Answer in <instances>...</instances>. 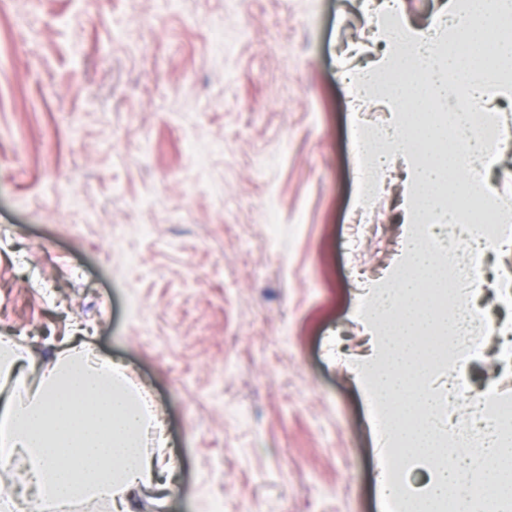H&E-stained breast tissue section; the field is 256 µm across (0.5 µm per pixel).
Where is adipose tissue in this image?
Instances as JSON below:
<instances>
[{
    "label": "adipose tissue",
    "instance_id": "obj_1",
    "mask_svg": "<svg viewBox=\"0 0 512 512\" xmlns=\"http://www.w3.org/2000/svg\"><path fill=\"white\" fill-rule=\"evenodd\" d=\"M371 12L382 53L345 81L354 101L376 94L391 119L371 129L353 121L357 142L371 144L357 154L367 174L359 199L375 197L389 161L402 158V233L398 262L357 310L372 353L356 363L354 379L384 415L383 443L395 470L428 466L421 487L394 485L401 512H512V432L490 415V394L472 400L474 418L489 426L484 439L456 435L437 422L446 402L430 385L436 363L420 338L456 335L481 314L440 308L426 298L425 287L445 279L438 252L419 232L437 219L476 242L478 251L512 250L511 231L487 240L473 214L445 205L449 196H479L489 209L507 208L487 195L478 176L490 149L475 113L449 112L448 102L462 95L484 100L491 77L512 87V75L501 68L512 59V0H445L425 26L408 19L404 0H378ZM490 29L498 33L494 66L469 51ZM450 139L456 149H446ZM164 445L152 399L121 364L83 342L40 374L26 346L0 336V471L23 490L19 498L1 495L0 512H24L25 498L34 512H73L94 500L126 512L144 491H165L160 477L175 465L164 461Z\"/></svg>",
    "mask_w": 512,
    "mask_h": 512
}]
</instances>
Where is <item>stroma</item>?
I'll return each instance as SVG.
<instances>
[{"mask_svg": "<svg viewBox=\"0 0 512 512\" xmlns=\"http://www.w3.org/2000/svg\"><path fill=\"white\" fill-rule=\"evenodd\" d=\"M371 34L363 0H0V335L44 369L85 334L151 393L179 478L130 512H387L350 370L401 241L398 171L352 237L342 74ZM509 270L489 253L498 323ZM473 338L436 389L512 404L501 336Z\"/></svg>", "mask_w": 512, "mask_h": 512, "instance_id": "1", "label": "stroma"}]
</instances>
